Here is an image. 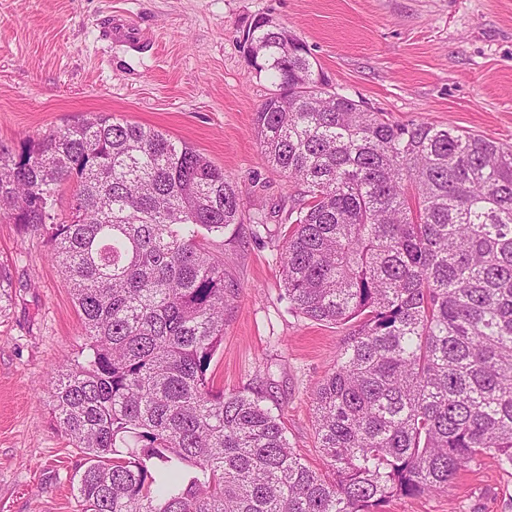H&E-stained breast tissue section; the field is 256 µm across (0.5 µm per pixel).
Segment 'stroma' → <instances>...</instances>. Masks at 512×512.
<instances>
[{
	"label": "stroma",
	"instance_id": "stroma-1",
	"mask_svg": "<svg viewBox=\"0 0 512 512\" xmlns=\"http://www.w3.org/2000/svg\"><path fill=\"white\" fill-rule=\"evenodd\" d=\"M150 29L143 50L102 36L108 17ZM266 17L310 48L332 90L394 122L449 124L512 146V0H0V142L39 137L83 117L159 129L204 154L245 192L247 214L206 243L235 295L209 372L225 393L262 391L294 451L320 467L312 391L342 327L290 313L281 266L284 213L297 187L268 167L254 114L273 90L243 50ZM0 512H79L78 454L46 394L84 343L66 278L37 233L0 218ZM382 512H512V469L460 471L446 492L394 497Z\"/></svg>",
	"mask_w": 512,
	"mask_h": 512
}]
</instances>
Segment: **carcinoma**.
Returning a JSON list of instances; mask_svg holds the SVG:
<instances>
[{
    "label": "carcinoma",
    "mask_w": 512,
    "mask_h": 512,
    "mask_svg": "<svg viewBox=\"0 0 512 512\" xmlns=\"http://www.w3.org/2000/svg\"><path fill=\"white\" fill-rule=\"evenodd\" d=\"M247 34L277 86L261 154L301 187L290 308L348 329L313 391L324 471L262 396L208 377L234 284L203 240L242 223L243 190L190 144L95 115L0 142V210L43 236L87 339L47 385L81 512H380L480 459L512 468V147L393 122L328 92L287 30Z\"/></svg>",
    "instance_id": "obj_1"
}]
</instances>
